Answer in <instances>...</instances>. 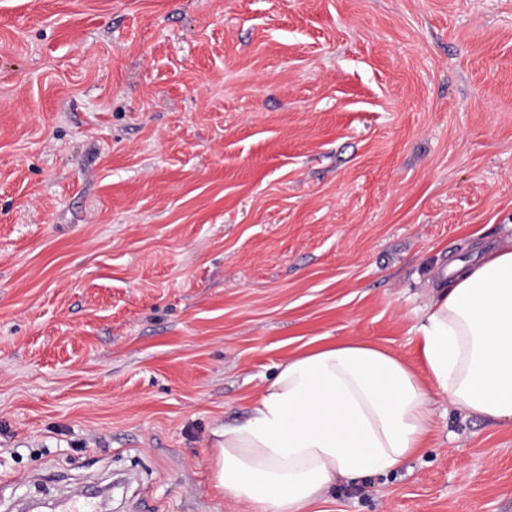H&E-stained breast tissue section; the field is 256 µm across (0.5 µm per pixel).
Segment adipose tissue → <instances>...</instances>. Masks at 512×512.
<instances>
[{"label":"adipose tissue","instance_id":"obj_1","mask_svg":"<svg viewBox=\"0 0 512 512\" xmlns=\"http://www.w3.org/2000/svg\"><path fill=\"white\" fill-rule=\"evenodd\" d=\"M424 374L360 338L293 354L248 419L213 435L217 487L255 512H311L340 483L386 476L420 454L434 396L512 422V241L448 267L415 327Z\"/></svg>","mask_w":512,"mask_h":512}]
</instances>
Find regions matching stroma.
I'll return each mask as SVG.
<instances>
[{
  "label": "stroma",
  "mask_w": 512,
  "mask_h": 512,
  "mask_svg": "<svg viewBox=\"0 0 512 512\" xmlns=\"http://www.w3.org/2000/svg\"><path fill=\"white\" fill-rule=\"evenodd\" d=\"M512 237V0H0V512H253L211 471L276 367L422 371L449 259ZM313 512H512V427Z\"/></svg>",
  "instance_id": "obj_1"
}]
</instances>
